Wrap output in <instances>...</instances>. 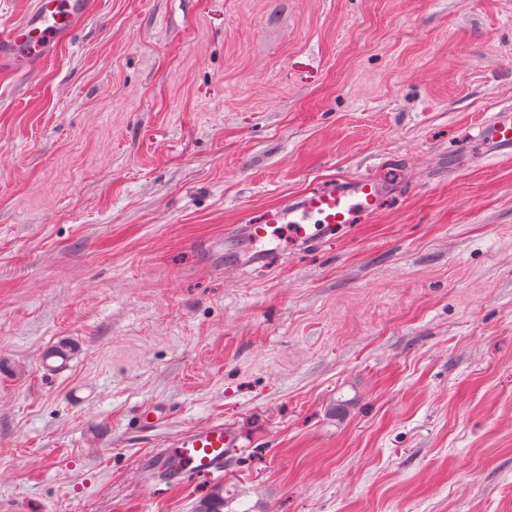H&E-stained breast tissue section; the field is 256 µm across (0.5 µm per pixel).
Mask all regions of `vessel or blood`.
Returning <instances> with one entry per match:
<instances>
[{"mask_svg":"<svg viewBox=\"0 0 512 512\" xmlns=\"http://www.w3.org/2000/svg\"><path fill=\"white\" fill-rule=\"evenodd\" d=\"M92 0H37L24 21L0 28V66L22 57L34 63L49 55V47L68 37L76 24L91 13ZM480 143L490 157L512 154V109L490 105L479 125ZM385 185L371 174L341 176L310 188L288 201L266 208L259 219L246 221L232 236L225 256L243 262L265 260L262 245L288 233L296 244L308 246L334 235L339 226L374 215ZM240 448L238 434L223 422L190 427L175 435L167 449L151 452L141 467L144 489L159 494L175 476H212Z\"/></svg>","mask_w":512,"mask_h":512,"instance_id":"obj_1","label":"vessel or blood"}]
</instances>
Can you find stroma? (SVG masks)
I'll list each match as a JSON object with an SVG mask.
<instances>
[{"instance_id":"obj_1","label":"stroma","mask_w":512,"mask_h":512,"mask_svg":"<svg viewBox=\"0 0 512 512\" xmlns=\"http://www.w3.org/2000/svg\"><path fill=\"white\" fill-rule=\"evenodd\" d=\"M512 0H98L0 70V504L512 512ZM377 215L268 261L244 219L339 175ZM168 408L156 428L139 410ZM224 420L223 475L140 459ZM479 125L478 136L488 156L506 157L512 154V109L491 104Z\"/></svg>"}]
</instances>
